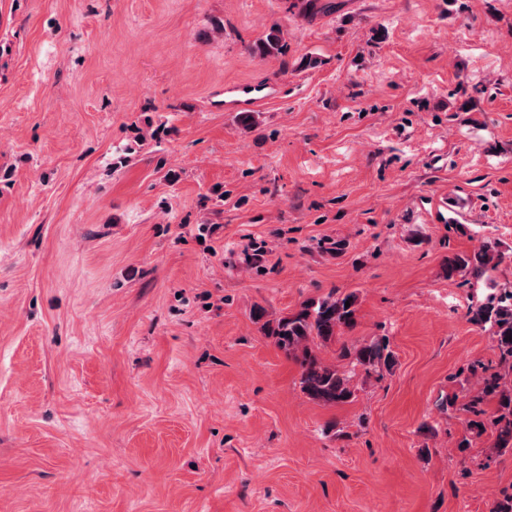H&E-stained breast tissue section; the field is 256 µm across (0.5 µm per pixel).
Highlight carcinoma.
I'll list each match as a JSON object with an SVG mask.
<instances>
[{
    "mask_svg": "<svg viewBox=\"0 0 512 512\" xmlns=\"http://www.w3.org/2000/svg\"><path fill=\"white\" fill-rule=\"evenodd\" d=\"M284 47L281 31L273 27L257 45L262 56H275ZM502 259L498 243L487 241L470 255L455 254L446 261L448 278L469 276L477 281L491 279V272ZM350 306H345V303ZM358 296L354 292H329L316 301H305L299 310L278 319L263 323L265 334L274 338L276 345L300 367L299 385L310 400L328 406L347 404L355 397L353 384L356 370L366 375L381 374L391 370L395 360L384 337L351 345H342L337 359L339 363L323 359L319 350L336 341L344 331L357 325ZM471 321L489 327L501 363L512 367V285L494 288L484 300L470 310ZM481 395L468 405V411L477 416L469 422V428L482 432L491 427L495 433L493 450L498 454L512 452V389L502 383L497 373L484 374L480 378ZM497 399L496 410L487 419L481 415L483 399Z\"/></svg>",
    "mask_w": 512,
    "mask_h": 512,
    "instance_id": "carcinoma-1",
    "label": "carcinoma"
}]
</instances>
